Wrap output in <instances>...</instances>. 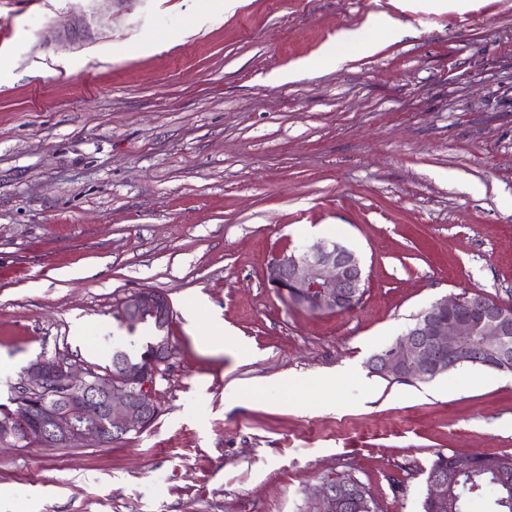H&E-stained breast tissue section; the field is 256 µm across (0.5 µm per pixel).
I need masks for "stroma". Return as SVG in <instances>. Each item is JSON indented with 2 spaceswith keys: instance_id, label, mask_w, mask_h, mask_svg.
<instances>
[{
  "instance_id": "stroma-1",
  "label": "stroma",
  "mask_w": 512,
  "mask_h": 512,
  "mask_svg": "<svg viewBox=\"0 0 512 512\" xmlns=\"http://www.w3.org/2000/svg\"><path fill=\"white\" fill-rule=\"evenodd\" d=\"M417 3L0 0V403L39 358L151 341L116 317L131 293L173 306L152 427L1 449L0 512H298L345 471L421 512L436 453H512V373L366 366L438 300L512 305V0ZM92 6L90 38L50 40ZM377 12L399 26L373 50L287 78ZM324 238L364 264L351 312L267 283Z\"/></svg>"
}]
</instances>
